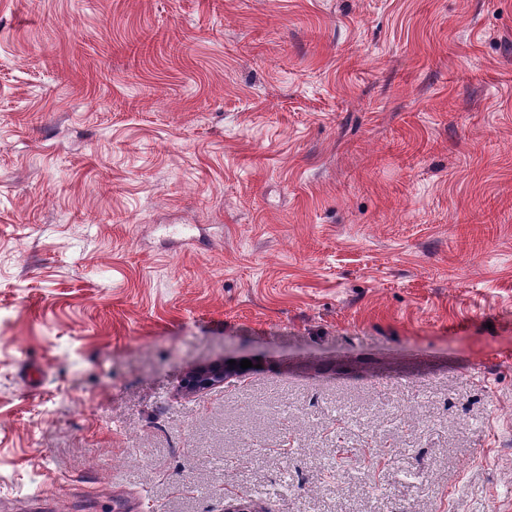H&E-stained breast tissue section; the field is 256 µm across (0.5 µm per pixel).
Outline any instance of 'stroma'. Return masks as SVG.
<instances>
[{
	"mask_svg": "<svg viewBox=\"0 0 512 512\" xmlns=\"http://www.w3.org/2000/svg\"><path fill=\"white\" fill-rule=\"evenodd\" d=\"M234 498L512 512V0H0V512ZM242 368L236 362L230 365L229 360L199 366L188 373L182 387L191 392H203L224 384L227 377L240 372Z\"/></svg>",
	"mask_w": 512,
	"mask_h": 512,
	"instance_id": "35a3bbf8",
	"label": "stroma"
}]
</instances>
